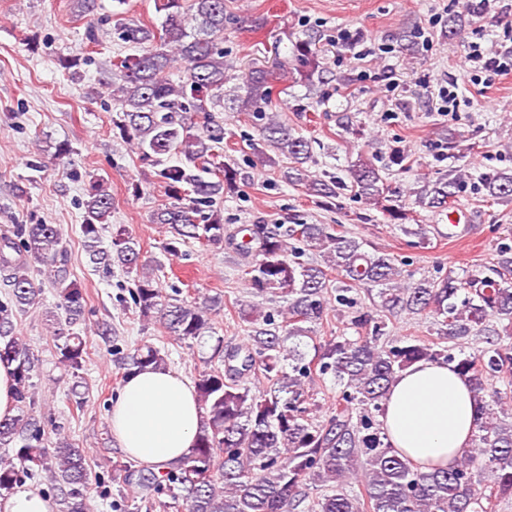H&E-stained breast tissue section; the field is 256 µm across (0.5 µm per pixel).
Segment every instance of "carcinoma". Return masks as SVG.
<instances>
[{"label":"carcinoma","mask_w":512,"mask_h":512,"mask_svg":"<svg viewBox=\"0 0 512 512\" xmlns=\"http://www.w3.org/2000/svg\"><path fill=\"white\" fill-rule=\"evenodd\" d=\"M112 17L120 39L132 53L116 56L100 85L119 107L112 130L133 146L139 161L154 170L169 203L151 217L168 226L165 253L176 257L190 241L224 243L221 206L237 188L235 168L221 160L224 127L213 112L231 100L251 114L263 146L265 162L286 159L282 180L324 200L336 197L337 182L310 178L315 163L310 141L295 134L272 106L274 72L249 71L242 83L224 90L232 65L224 60L226 0H156L164 13L161 32L128 22L113 0ZM85 55L58 58L59 66L78 78L91 64ZM178 69L177 79L166 73ZM290 70L296 83L310 84L320 74L316 38L297 39L291 57L277 63ZM460 179L439 177L416 192L423 209H446L454 201ZM491 200H512V171L484 179ZM354 195L381 208L396 224L413 220L403 205L389 203L381 170L374 155L360 154L352 164ZM83 249L87 263L108 273L117 268L132 277L129 293L146 320H156L179 340L200 339L212 331L211 315L224 302L214 296L200 304L173 298L162 291L151 262L142 258L136 238L124 228L111 234L102 247V232L112 212V194L102 177L90 179L82 201ZM237 250L253 254L248 282L261 294L291 297L284 324L254 306L241 310L252 325L250 343L224 349L216 339L207 368L195 380L204 420L189 454L178 463L141 483V499L153 504L166 494V509L186 512H294L309 487L324 494L308 505V512H497V503L512 499V423L501 418L512 404V382L493 385L500 374L512 375V347L501 343L493 323L512 326V282L474 272L465 278L453 274L435 280L404 279L402 260L339 233L329 224H290L286 228L254 224L249 238ZM323 253L324 262L303 259L306 251ZM43 276L64 310L61 322L54 313L53 355L71 375L72 407L86 403L79 371L84 367L86 339L70 326L85 320L86 292L72 272L66 241L56 224H15L0 233V363L14 366L17 414L0 421V447L13 457L0 459V498H6L25 480L48 477L58 491L60 512H90L92 474L85 450L60 439L51 442L35 415L38 401L32 382L34 354L17 336L14 318L43 301ZM344 287L336 290L331 282ZM362 287L388 313L433 318L438 342L415 338H385V323L358 306L349 292ZM336 291V302L346 308L347 325L357 336H332L312 345L307 358L303 338H313L326 316V296ZM464 298H459V295ZM295 340L286 349L284 342ZM472 339L485 346L473 354L448 352L443 342L463 345ZM422 360H443L470 383L477 416L471 450L449 469H421L395 451L376 417L382 411L389 385L400 372ZM167 366L161 350L145 345L131 356L130 366ZM262 375L268 387L253 390L240 384L249 375ZM331 374L341 387L327 419L312 416L307 384ZM365 471L361 494L346 485L354 466Z\"/></svg>","instance_id":"obj_1"}]
</instances>
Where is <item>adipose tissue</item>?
Returning <instances> with one entry per match:
<instances>
[{"label": "adipose tissue", "mask_w": 512, "mask_h": 512, "mask_svg": "<svg viewBox=\"0 0 512 512\" xmlns=\"http://www.w3.org/2000/svg\"><path fill=\"white\" fill-rule=\"evenodd\" d=\"M476 401L444 362L421 361L390 386L379 416L392 447L424 468L452 466L471 446ZM202 420L193 385L151 367L125 379L112 401V435L128 456L160 472L192 448Z\"/></svg>", "instance_id": "adipose-tissue-1"}]
</instances>
